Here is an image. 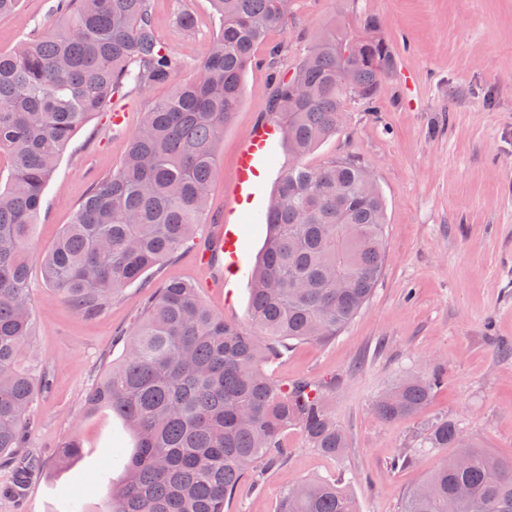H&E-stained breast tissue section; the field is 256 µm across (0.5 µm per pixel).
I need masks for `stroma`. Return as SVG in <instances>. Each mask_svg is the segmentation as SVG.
<instances>
[{
    "label": "stroma",
    "mask_w": 512,
    "mask_h": 512,
    "mask_svg": "<svg viewBox=\"0 0 512 512\" xmlns=\"http://www.w3.org/2000/svg\"><path fill=\"white\" fill-rule=\"evenodd\" d=\"M56 0H23L0 17V50L56 25ZM189 10L193 29L180 26ZM155 29L193 77L219 30L209 0H152ZM351 25L375 16L393 46L396 66L376 103L347 106L344 126L307 156L318 166L354 157L369 165L386 201V261L365 307L336 338L291 345L267 367L274 380L335 379L327 404L348 437L343 457L310 448L297 430L284 437L288 458L245 477L224 512H275L283 493L306 479L338 481L358 512H400L405 495L444 459L420 451L424 426L441 417L459 421L463 434L501 457H512V0H294L283 28L257 47L244 72L240 106L224 128L211 182L209 211L196 242L150 271L153 284L184 279L225 320L251 326L250 278L230 287L211 281L198 242L224 230V218H243L242 247L254 264L267 228L248 223L267 207L281 172L294 156L275 145L262 166L258 197L234 192L238 162L253 126L271 120L272 71L291 74L316 32L331 16ZM166 84L129 90L127 114L113 128L108 113L93 116L64 149L42 200L32 254L49 249L94 181L112 173L146 112L167 98ZM148 289L126 286L99 315L76 313L32 272L33 351L49 389L37 394L26 429L36 466L18 474L0 468V512H64L79 502L100 512L121 473L117 454L134 440L110 410L86 412L85 399L124 353L118 331L133 326ZM441 370L442 384L418 415L381 421L372 403L392 382ZM77 438L81 452L67 466L58 445ZM412 448V462L392 468Z\"/></svg>",
    "instance_id": "stroma-1"
}]
</instances>
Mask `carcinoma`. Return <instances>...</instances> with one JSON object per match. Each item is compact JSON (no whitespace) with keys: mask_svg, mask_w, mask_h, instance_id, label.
<instances>
[{"mask_svg":"<svg viewBox=\"0 0 512 512\" xmlns=\"http://www.w3.org/2000/svg\"><path fill=\"white\" fill-rule=\"evenodd\" d=\"M151 0H57L61 21L0 50V466L20 462L37 393L30 341V230L45 188L74 132L127 88L171 86L133 133L121 165L97 181L54 245L42 276L78 314L91 317L126 286L194 238L208 209L224 126L236 112L256 45L287 16L282 0H211L220 30L190 80L152 23ZM373 18L353 29L331 18L291 78L277 81L271 111L297 161L268 205L269 236L251 274L248 332L215 314L189 282L150 294L128 332L121 362L87 396L109 409L136 444L116 463L125 482L101 512H224L248 470L287 453L297 429L337 457L348 447L326 403L333 383L275 381L265 364L292 341L336 337L371 298L383 273L386 224L380 189L355 158L319 166L306 157L335 134L349 99L346 80L376 99L395 54ZM366 47L343 62L338 46ZM439 372L406 377L375 402L385 421L424 408ZM454 449L405 497L401 512H512V458L466 439L453 418L427 427L420 449ZM277 512H357L336 484L290 486Z\"/></svg>","mask_w":512,"mask_h":512,"instance_id":"1","label":"carcinoma"}]
</instances>
